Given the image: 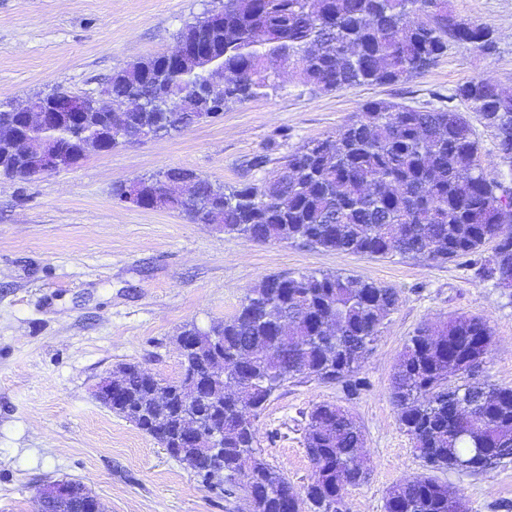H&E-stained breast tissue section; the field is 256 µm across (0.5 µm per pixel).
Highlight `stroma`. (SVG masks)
Listing matches in <instances>:
<instances>
[{
  "label": "stroma",
  "instance_id": "1",
  "mask_svg": "<svg viewBox=\"0 0 512 512\" xmlns=\"http://www.w3.org/2000/svg\"><path fill=\"white\" fill-rule=\"evenodd\" d=\"M224 0H0V100L16 103L60 87L99 94L114 72L174 50L182 29ZM459 18L483 24V53L452 45L421 74L385 85L320 92L283 75L278 90L225 107L179 135L91 152L76 166L20 180L0 174V512H36L54 480H79L106 512H237L204 488L133 423L94 396L121 363L162 378L181 371L176 339L232 317L270 275L351 274L395 289L396 309L361 363L365 386L303 379L275 391L254 419L256 448L296 491L312 475L308 415L323 402L360 422L369 475L349 490L348 512H384L389 487L424 471L389 390L405 341L422 323L487 317L494 351L488 379L512 386V298L478 275L492 254L426 263L288 243H254L184 214L115 199L112 188L168 167L227 188L256 183L281 157L355 120L363 103L452 106L454 91L484 74L512 92V0H448ZM470 512H512V462L484 474L438 472Z\"/></svg>",
  "mask_w": 512,
  "mask_h": 512
}]
</instances>
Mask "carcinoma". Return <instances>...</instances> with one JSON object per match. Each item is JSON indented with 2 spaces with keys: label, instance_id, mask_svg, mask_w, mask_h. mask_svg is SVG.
<instances>
[{
  "label": "carcinoma",
  "instance_id": "cac0c4a2",
  "mask_svg": "<svg viewBox=\"0 0 512 512\" xmlns=\"http://www.w3.org/2000/svg\"><path fill=\"white\" fill-rule=\"evenodd\" d=\"M188 46L208 48L200 68L170 67L154 56L112 75V102H140L144 123L160 121L166 135L184 131V114L211 99L209 111L263 96L280 87V71L300 75L313 89L331 92L413 77L459 44L474 51L492 45V31L448 12V0H224L180 33ZM463 100L495 133L496 157L512 179V93L477 76L459 86ZM54 141L104 137L106 124H76L69 114L46 128H25L20 113L0 102V124ZM186 208L168 209L197 224H221L250 242L263 240L370 256L400 255L437 263L471 255L496 241L481 275L512 292V185L489 179L479 140L463 112L452 107H409L371 100L356 120L283 157L277 173L230 190L197 177ZM397 292L352 275L305 272L268 276L237 313L195 337L203 355L210 337H224V379L239 376L224 407L198 400L203 420L224 419V474L192 465L193 449L178 460L201 483L226 498L244 495L253 512H345L349 489L365 482L364 433L346 407L323 402L309 414L306 451L312 464L304 493L283 498L288 479L254 448L253 419L286 382L315 379L350 395L363 386L361 360L373 349ZM493 351L489 321L456 316L425 322L395 365L390 399L426 472L392 486L384 512H468L460 490L432 471L485 472L481 461L512 460V387L479 379ZM121 391L112 412L130 405L148 418L138 423L157 441H171L176 410H164L147 373L117 368Z\"/></svg>",
  "mask_w": 512,
  "mask_h": 512
}]
</instances>
